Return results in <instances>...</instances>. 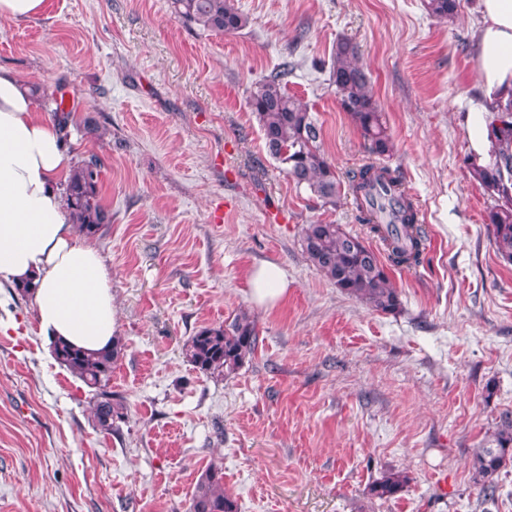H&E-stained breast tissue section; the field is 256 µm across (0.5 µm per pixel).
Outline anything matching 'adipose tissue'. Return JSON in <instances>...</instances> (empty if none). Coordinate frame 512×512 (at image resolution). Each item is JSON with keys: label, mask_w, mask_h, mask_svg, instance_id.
Returning a JSON list of instances; mask_svg holds the SVG:
<instances>
[{"label": "adipose tissue", "mask_w": 512, "mask_h": 512, "mask_svg": "<svg viewBox=\"0 0 512 512\" xmlns=\"http://www.w3.org/2000/svg\"><path fill=\"white\" fill-rule=\"evenodd\" d=\"M479 13V93L469 107V136L483 162L492 151V112L512 92V0H479ZM70 176L57 123L14 73L0 69V281L34 284L39 327L49 340L99 352L111 348L117 327L112 276L70 215L60 187ZM248 284L260 305L288 290L282 269L270 262L250 270Z\"/></svg>", "instance_id": "adipose-tissue-1"}]
</instances>
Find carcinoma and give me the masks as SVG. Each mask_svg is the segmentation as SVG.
<instances>
[{
	"label": "carcinoma",
	"instance_id": "carcinoma-1",
	"mask_svg": "<svg viewBox=\"0 0 512 512\" xmlns=\"http://www.w3.org/2000/svg\"><path fill=\"white\" fill-rule=\"evenodd\" d=\"M174 13L187 25L221 35L243 30L247 18L233 0H171ZM429 14L452 19L458 0H425ZM288 63L261 81L252 93L250 107L263 133L269 156L296 185L307 188L324 206H337L340 176L321 150V127L308 106L290 94ZM331 80L342 109L347 112L374 159L346 173L357 210V220L369 228L385 247L394 266L421 263L425 233L412 198L403 190L400 171L377 160L390 155L391 138L382 113L370 91V79L357 61V50L340 40L331 57ZM490 160L481 165L470 157L467 168L474 181L494 201L486 214L498 255L512 263V92L498 101L489 124ZM101 166L91 157L77 167L66 184V199L78 231L96 236L110 216L99 196ZM303 252L311 264L342 292L365 302L383 314L401 311L397 289L391 283L379 254L361 237L341 224H308L302 234ZM258 343L256 323L238 314L231 323L201 328L189 337L182 355L196 371L223 379L239 370ZM117 337L112 348L87 353L67 343L52 345L56 362L93 390L90 400L94 427L111 435L129 419L126 403L112 393V369L123 355ZM512 463V413L504 412L486 444L473 453L474 482L480 486V503L494 499L500 472ZM407 477L392 473L370 488L373 496L386 499L399 493ZM189 512H238L235 499L224 493V472L211 467L196 484Z\"/></svg>",
	"mask_w": 512,
	"mask_h": 512
}]
</instances>
